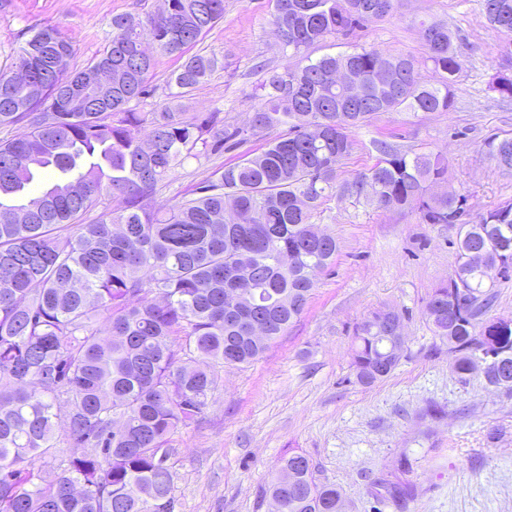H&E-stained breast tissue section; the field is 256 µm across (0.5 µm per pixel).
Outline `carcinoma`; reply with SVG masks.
I'll return each instance as SVG.
<instances>
[{
	"label": "carcinoma",
	"instance_id": "1",
	"mask_svg": "<svg viewBox=\"0 0 512 512\" xmlns=\"http://www.w3.org/2000/svg\"><path fill=\"white\" fill-rule=\"evenodd\" d=\"M165 2V13L113 16L112 41L81 71L69 70L71 40L42 27L14 63L31 79L0 72V128L28 127L0 139V512H173L171 436L201 419L224 367L258 359L302 314L339 250L313 222L337 194L421 224L458 225L457 265L426 315L460 382L489 345L502 359L482 377L512 392V325L486 317L495 292L483 275L500 261L501 279H512V205L468 220L466 197L442 189L445 157L385 141L372 167L339 179L352 132L377 115L450 110L464 60L448 26L421 23L439 74L425 85L410 55L359 47L312 57L329 39L389 16L398 0H272L271 24L292 63L258 84L259 105L238 126L218 112L181 110L218 66L186 49L224 18V0ZM483 4L491 28L512 35V0ZM142 42L181 60L167 102L149 112L137 111L155 65L137 50ZM338 69L364 88L361 97L336 87L329 75ZM279 127L261 152L216 163ZM485 147L512 170V137L491 136ZM191 161L206 167L204 178L153 208ZM40 170L58 178L15 203ZM399 324L398 312L380 309L356 328L357 383L396 369ZM63 446L82 452L61 458L47 482L36 464ZM263 495L280 512H337L344 501L296 452L278 460Z\"/></svg>",
	"mask_w": 512,
	"mask_h": 512
}]
</instances>
